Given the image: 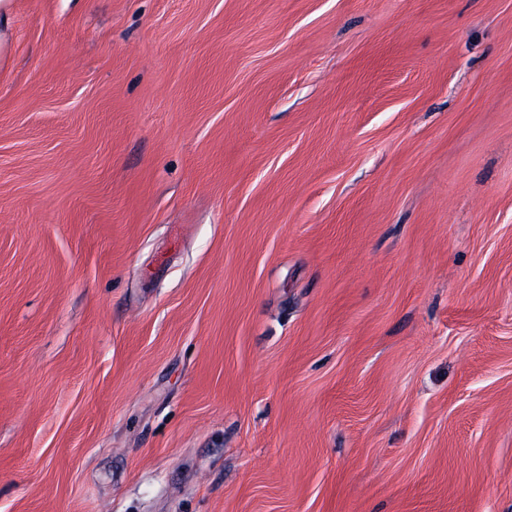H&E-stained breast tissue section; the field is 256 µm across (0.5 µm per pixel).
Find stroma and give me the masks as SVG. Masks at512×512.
<instances>
[{
  "label": "stroma",
  "mask_w": 512,
  "mask_h": 512,
  "mask_svg": "<svg viewBox=\"0 0 512 512\" xmlns=\"http://www.w3.org/2000/svg\"><path fill=\"white\" fill-rule=\"evenodd\" d=\"M0 512H512V0H12Z\"/></svg>",
  "instance_id": "stroma-1"
}]
</instances>
